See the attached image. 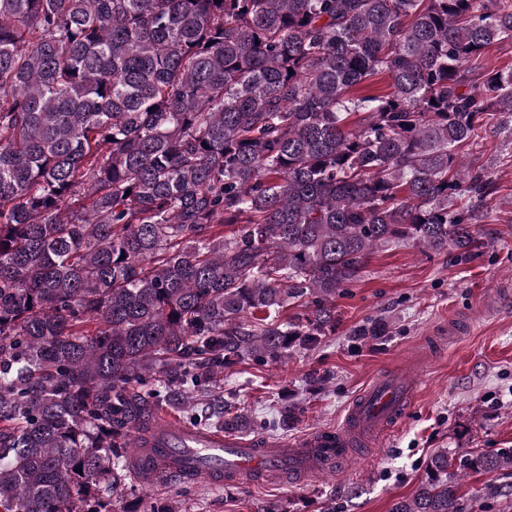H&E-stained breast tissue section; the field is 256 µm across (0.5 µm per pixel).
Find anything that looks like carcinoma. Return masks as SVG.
I'll list each match as a JSON object with an SVG mask.
<instances>
[{"label":"carcinoma","instance_id":"1","mask_svg":"<svg viewBox=\"0 0 512 512\" xmlns=\"http://www.w3.org/2000/svg\"><path fill=\"white\" fill-rule=\"evenodd\" d=\"M505 40L512 0H0V512H112L153 403L233 430L224 369L317 345L376 249L470 250ZM511 467L441 448L390 512ZM390 91V79L385 74L376 75L354 89V96L359 98H375Z\"/></svg>","mask_w":512,"mask_h":512}]
</instances>
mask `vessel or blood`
<instances>
[{
  "instance_id": "obj_1",
  "label": "vessel or blood",
  "mask_w": 512,
  "mask_h": 512,
  "mask_svg": "<svg viewBox=\"0 0 512 512\" xmlns=\"http://www.w3.org/2000/svg\"><path fill=\"white\" fill-rule=\"evenodd\" d=\"M417 392L416 376L404 367L369 386L349 407L340 426L311 432L276 447H253L234 434H204L167 421L160 422V446L149 462L150 471L180 475L183 467H195L198 476L229 484L260 479L290 457L303 474L327 471L328 458L343 459L351 448L384 436L404 417Z\"/></svg>"
}]
</instances>
